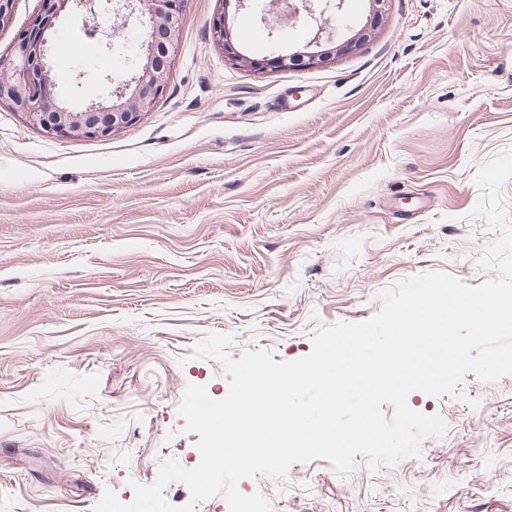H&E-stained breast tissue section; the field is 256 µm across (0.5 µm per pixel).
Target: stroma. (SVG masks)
<instances>
[{"label": "stroma", "mask_w": 512, "mask_h": 512, "mask_svg": "<svg viewBox=\"0 0 512 512\" xmlns=\"http://www.w3.org/2000/svg\"><path fill=\"white\" fill-rule=\"evenodd\" d=\"M43 11L15 0L0 57ZM320 68L256 70L235 48L303 50L316 28L277 38L233 0H187L169 75L140 120L110 137L51 135L0 104V512H93L105 489L133 499L162 460L200 462L178 408L229 377L194 357L293 361L321 328L361 322L381 293L429 271L477 286L500 238L472 210L480 167L512 151V0H389L375 36ZM74 7L46 60L54 94L77 109L109 99L137 67L145 30L99 12L104 46ZM445 421L419 456L338 475L315 459L285 479H241L272 512H512V376L466 374L456 394L412 392Z\"/></svg>", "instance_id": "1"}]
</instances>
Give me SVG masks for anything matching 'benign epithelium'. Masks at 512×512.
<instances>
[{
  "label": "benign epithelium",
  "instance_id": "benign-epithelium-1",
  "mask_svg": "<svg viewBox=\"0 0 512 512\" xmlns=\"http://www.w3.org/2000/svg\"><path fill=\"white\" fill-rule=\"evenodd\" d=\"M71 2L81 8L84 15L92 17L103 6L112 10L117 4L126 10L124 23L134 21L147 30L140 45L143 64L137 67L134 76L111 92L112 104L94 102L81 110H75L54 97V74L42 62L54 21L42 14L34 19L31 29L19 36L14 46V58L6 63L0 60V104H8L14 111L23 114L30 125L45 133L107 138L114 131L138 122L145 104L162 91L174 38L185 20V0H56L57 8L63 9ZM252 2L255 14L268 28L271 36L280 26L282 18H297L302 13L317 25L312 38L317 45L331 23H336L338 27L345 25L341 21L343 0ZM368 2L370 22L343 43L342 50L353 51L375 34L376 21L385 13L387 0ZM212 33L230 59L259 69L286 68L292 64L305 68L319 67L327 63L336 52L333 47L252 59L234 47L225 29L224 17L214 20Z\"/></svg>",
  "mask_w": 512,
  "mask_h": 512
}]
</instances>
